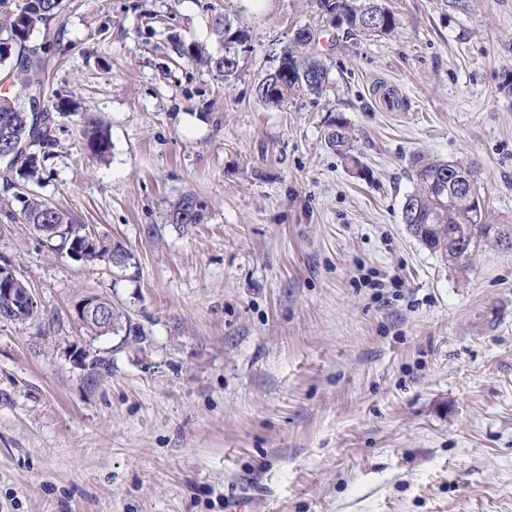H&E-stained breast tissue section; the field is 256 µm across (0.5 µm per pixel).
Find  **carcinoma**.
I'll use <instances>...</instances> for the list:
<instances>
[{
    "label": "carcinoma",
    "mask_w": 512,
    "mask_h": 512,
    "mask_svg": "<svg viewBox=\"0 0 512 512\" xmlns=\"http://www.w3.org/2000/svg\"><path fill=\"white\" fill-rule=\"evenodd\" d=\"M325 16H334L337 22L347 26V34L351 36H382L391 33L396 25L395 14L385 6L384 0H318ZM61 10V0H25V3L14 13L0 16V64L9 60L14 45L26 41L35 29L47 26L56 19ZM378 17L379 22L374 28L366 26L368 15ZM213 31L224 41V54L214 56L198 46H175L177 54L186 56L196 63L209 69L214 75L229 79L237 74L239 55L235 44L239 38L245 37L241 29L235 31L217 17L213 20ZM300 54L290 48L284 49L279 63L273 86L263 87L258 83V96L267 103L279 104L288 96L300 90L312 94L322 91L328 81V69L320 64L319 73L313 79L304 78L299 72L292 74L288 70L294 68ZM16 61L21 65L19 74L13 76V87L16 93L12 97H0V145L5 139H30L29 151L18 158L17 176L20 181L13 184L14 197L21 204L20 218L23 223L38 228L40 224H54L60 233L53 235L52 247L58 252L77 253L82 250L83 228L75 223L71 214L57 208L54 204L38 194L28 192L29 182L39 181L42 163L51 154L56 145L50 124V113L28 112L25 103L31 91L42 84V65L38 58L19 55ZM329 145L336 154L348 161L351 170L357 177L367 175V168L358 156L353 153V145L347 127L336 123L328 135ZM81 145L91 155L104 159L111 151V138L106 124L100 119H88L81 131ZM460 171L469 176L473 183H478V174L472 168H462L447 160H434L428 163L415 164L414 187L407 193L402 204V221L411 235L425 248L459 273L467 272L478 251L489 244L498 249H505L504 242H512V225L495 224L479 201L473 206L469 202H461L451 194L454 173ZM207 205L194 194H186L173 205L170 212L173 224H199L205 217ZM0 286L15 288L22 292L29 284L19 278L12 265L0 264ZM82 328L90 336L123 335L124 340L143 339L139 326L117 308L112 309V329L104 330L95 320H87Z\"/></svg>",
    "instance_id": "obj_1"
}]
</instances>
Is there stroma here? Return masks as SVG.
<instances>
[{"label":"stroma","instance_id":"35a3bbf8","mask_svg":"<svg viewBox=\"0 0 512 512\" xmlns=\"http://www.w3.org/2000/svg\"><path fill=\"white\" fill-rule=\"evenodd\" d=\"M63 3L21 48L75 106L35 189L135 264L74 260L0 210L37 301L0 320V512H224L248 491L256 512H512V252L461 277L401 219L415 161L441 158L512 225V0H387L395 31L356 38L316 0ZM218 15L249 35L229 81L172 51L222 54ZM305 27L328 84L263 102ZM87 116L107 161L80 148ZM339 122L367 178L330 148ZM189 192L204 221L169 223ZM89 295L143 340L87 335Z\"/></svg>","mask_w":512,"mask_h":512}]
</instances>
